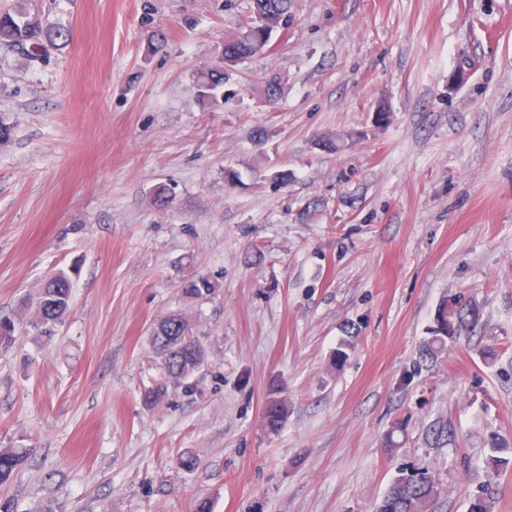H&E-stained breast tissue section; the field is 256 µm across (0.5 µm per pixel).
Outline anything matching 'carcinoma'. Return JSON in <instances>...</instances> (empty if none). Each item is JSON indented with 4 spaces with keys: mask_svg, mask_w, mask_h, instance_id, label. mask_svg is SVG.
<instances>
[{
    "mask_svg": "<svg viewBox=\"0 0 512 512\" xmlns=\"http://www.w3.org/2000/svg\"><path fill=\"white\" fill-rule=\"evenodd\" d=\"M292 0H251V22L239 36L224 42V54L232 59L251 56L262 50L273 32L288 24ZM68 30H44L40 20L30 14L26 0H16L13 7L0 9V44L20 53L27 45L42 41L67 42ZM229 73L224 68H207L198 73V101L210 105L218 101ZM70 288L54 287V278L46 280L35 302L36 324L51 330L66 315L71 300ZM482 327V305L474 297H451L440 304L434 318L432 336L422 351V358L434 360L448 351V344L470 337ZM152 347L162 359L165 378L181 383L201 368L205 350L192 336L189 321L180 314H171L159 321L151 336ZM288 406L272 399L265 410L269 430L282 427ZM492 454L488 458L491 473L496 475L512 462V444L498 434L489 438ZM29 454L27 448H0V485H5ZM439 492L438 484L426 469H412L397 476L376 507V512H426ZM469 512H494L489 489L482 488L470 499Z\"/></svg>",
    "mask_w": 512,
    "mask_h": 512,
    "instance_id": "carcinoma-1",
    "label": "carcinoma"
}]
</instances>
